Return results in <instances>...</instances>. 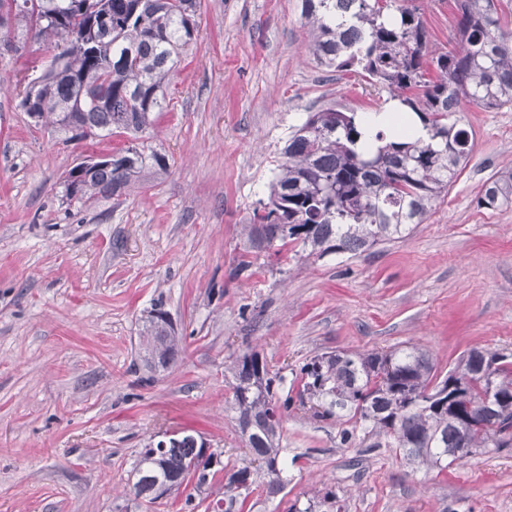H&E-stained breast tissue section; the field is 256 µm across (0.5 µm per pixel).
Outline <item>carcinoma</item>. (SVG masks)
Returning a JSON list of instances; mask_svg holds the SVG:
<instances>
[{"mask_svg": "<svg viewBox=\"0 0 512 512\" xmlns=\"http://www.w3.org/2000/svg\"><path fill=\"white\" fill-rule=\"evenodd\" d=\"M456 45L432 51L421 9L401 0H302L309 50L318 65L358 66L388 93L386 101L415 114L428 139L403 137L373 150L362 141L363 116L326 108L313 112L288 138L269 183L267 202L242 225L252 250L292 245L301 258L362 253L402 238L423 223L465 167L470 134L454 115L465 102L485 109L512 105V0H456ZM198 0H0V14L29 19L34 37L54 51L36 79L26 110L52 132L83 137L125 133L130 145L112 162L79 164L66 175L65 196L85 203L119 195L144 170L166 168L165 156L146 151L142 133L163 110L170 73L197 36ZM512 204V169L492 176L479 205ZM144 321L143 362L166 369L182 337L161 321L154 304ZM240 436L251 458L228 466L183 432L178 443L142 448L130 512L183 486L186 503L213 512L208 490L226 469L224 512H243L254 488L281 492L285 459L283 414L293 399L276 398L286 376L270 372L257 352L226 366ZM463 387L455 385L456 378ZM294 381L299 405L312 416L353 420L369 448H394L427 469L462 465L485 448L512 447V355L472 349L440 377L427 350L408 345L387 352L331 351L304 363Z\"/></svg>", "mask_w": 512, "mask_h": 512, "instance_id": "cac0c4a2", "label": "carcinoma"}]
</instances>
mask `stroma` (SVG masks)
Masks as SVG:
<instances>
[{
  "label": "stroma",
  "mask_w": 512,
  "mask_h": 512,
  "mask_svg": "<svg viewBox=\"0 0 512 512\" xmlns=\"http://www.w3.org/2000/svg\"><path fill=\"white\" fill-rule=\"evenodd\" d=\"M301 6L200 0L196 41L147 141L166 169L93 204L67 200L62 179L126 136L75 144L35 123L21 102L51 51L23 19L0 29V512H113L141 448L166 430L247 458L224 364L250 351L296 369L324 352L417 343L440 375L474 348L512 354V207L477 204L512 167V106L461 112L469 162L408 237L300 263L241 235L309 113L371 112L387 97L317 65ZM421 6L434 48L446 47L454 0ZM158 302L184 341L155 373L140 332ZM341 430L290 409L287 494L255 490L250 512L303 508L330 490L342 512H512V447L439 471L392 448L342 446Z\"/></svg>",
  "instance_id": "stroma-1"
}]
</instances>
